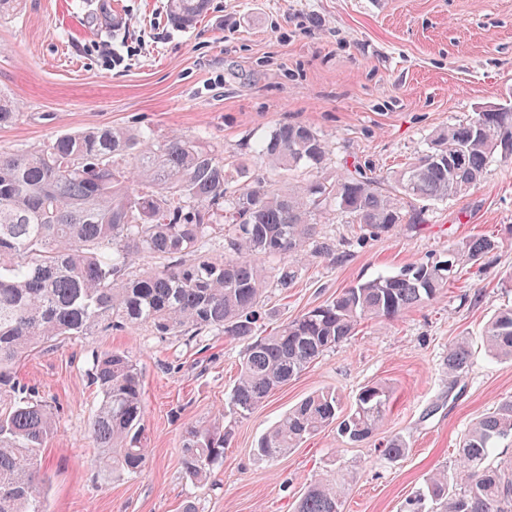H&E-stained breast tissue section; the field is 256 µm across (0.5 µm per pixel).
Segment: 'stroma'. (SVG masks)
Wrapping results in <instances>:
<instances>
[{
	"instance_id": "obj_1",
	"label": "stroma",
	"mask_w": 512,
	"mask_h": 512,
	"mask_svg": "<svg viewBox=\"0 0 512 512\" xmlns=\"http://www.w3.org/2000/svg\"><path fill=\"white\" fill-rule=\"evenodd\" d=\"M166 0H23L0 19V97L21 116L0 127V155L93 127L204 134L224 155L251 153L257 135L302 123L331 152L318 173L332 181L352 164L400 170L441 127L512 102V0H211L195 27L166 20ZM416 222L373 235L335 219L319 225L336 253L298 265L291 288L269 286L256 330L334 298L343 288L428 258L450 244L495 239L482 271H464L431 303L325 353L246 415L229 412L243 340L161 338L140 327L79 338L20 363L17 376L58 415L43 451L47 512H294L305 487L345 477L342 512H399L431 472L454 470L476 419L512 397V360L489 357L482 334L512 307V162H494L468 193L420 201ZM467 339L469 364L446 372L448 348ZM125 352L142 371L150 460L134 475L107 474L88 429L99 403L89 379L95 355ZM382 381L390 407L379 430L352 443L328 427L266 461L261 435L321 390L350 407ZM223 417L232 437L205 487L182 464V436ZM406 441L403 457L381 445Z\"/></svg>"
}]
</instances>
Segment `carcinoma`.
Returning <instances> with one entry per match:
<instances>
[{
    "label": "carcinoma",
    "mask_w": 512,
    "mask_h": 512,
    "mask_svg": "<svg viewBox=\"0 0 512 512\" xmlns=\"http://www.w3.org/2000/svg\"><path fill=\"white\" fill-rule=\"evenodd\" d=\"M210 0H167L168 23L190 29ZM512 115L489 112L437 130L431 147L386 178L361 167L335 182H287L298 166L318 169L329 144L310 127L283 123L255 153L224 157L198 134L160 136L151 130L104 126L64 134L29 151L0 156V512H46L42 450L54 431L47 401L20 383L17 364L58 336L100 329L148 327L157 336L219 331L247 340L230 408L240 416L365 322L383 324L436 299L456 274L494 249L486 238L459 242L445 259L411 263L342 289L265 336L254 333L255 308L268 284L264 262H280L277 285L293 281V263L334 254L316 240L335 215L371 233L389 232L418 214L402 204L464 194L495 159L509 161L505 134ZM215 238L224 253L209 254ZM162 263L133 270L138 261ZM493 358L512 359V309L485 326ZM465 343L448 348V376L469 362ZM101 401L88 434L96 466L138 473L149 460L143 441L142 374L121 351L93 360ZM383 383L360 388L343 413L335 392L311 395L258 441L273 459L336 424L351 441L369 439L389 409ZM230 431L216 421L186 430L182 466L196 484L224 457ZM512 438V399L463 436L457 468L438 470L405 500L400 512H512V462L495 458L498 440ZM346 481L310 483L296 512H342Z\"/></svg>",
    "instance_id": "carcinoma-1"
}]
</instances>
